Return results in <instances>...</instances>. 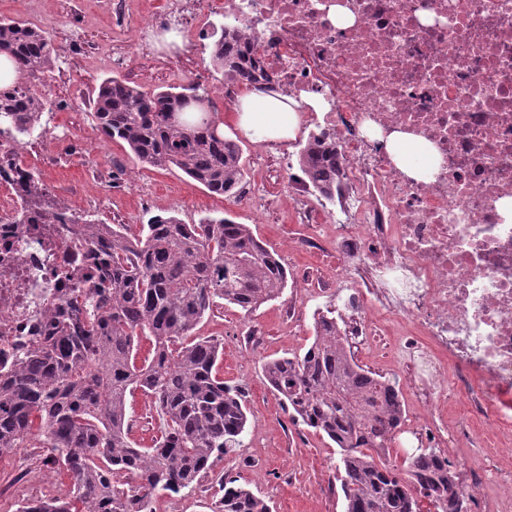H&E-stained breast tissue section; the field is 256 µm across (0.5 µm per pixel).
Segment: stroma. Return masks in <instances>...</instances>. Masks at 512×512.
I'll return each instance as SVG.
<instances>
[{"label":"stroma","mask_w":512,"mask_h":512,"mask_svg":"<svg viewBox=\"0 0 512 512\" xmlns=\"http://www.w3.org/2000/svg\"><path fill=\"white\" fill-rule=\"evenodd\" d=\"M168 0H0V18L37 22L60 52L47 77L52 104L40 124L19 145L18 158L37 173L54 201L101 224L123 225L135 235L152 216L173 215L185 224L229 218L248 225L276 253L288 272L279 298L244 314L218 304L195 333L224 342L219 364L225 385L240 389L248 427L243 445L215 460L193 491L162 498L158 512H210L221 495L222 478L237 479L270 507V512H344L336 479L340 450L322 433L293 421L271 392L268 361L304 351L313 340L318 312L336 309L339 291L362 292L367 335L353 350L363 368L395 380L406 410L405 424L440 426L450 440L452 460H468L488 470L493 482L486 495L501 493L512 480V433L479 442L455 439L462 399L446 388L435 401L415 386L412 367L398 356L406 340L427 343V336L404 313L379 303L368 283L341 277L343 256L336 247V217L317 197L298 201L288 181V161L260 148L235 128L225 136L236 142L245 167V184L257 197L224 198L208 192L179 168H155L135 161L125 143L102 136L92 100L100 84L118 78L141 90L159 91L195 82L205 88L215 112L224 110V76L211 60V46L224 26L220 5L199 7L186 0L187 13L169 23ZM127 411L131 437L149 443L160 420L149 397L135 392ZM26 457L41 476L27 496L67 493L69 481L48 463L45 448H25L0 456V488L11 487L18 457Z\"/></svg>","instance_id":"35a3bbf8"}]
</instances>
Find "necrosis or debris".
<instances>
[{
  "label": "necrosis or debris",
  "mask_w": 512,
  "mask_h": 512,
  "mask_svg": "<svg viewBox=\"0 0 512 512\" xmlns=\"http://www.w3.org/2000/svg\"><path fill=\"white\" fill-rule=\"evenodd\" d=\"M224 14L279 93L323 101L315 121L336 139L353 210L336 227L343 272L367 263L379 300L427 336L401 348L422 390L441 396L447 355L462 438L512 428V0H224ZM397 133L432 149L428 176L397 166ZM22 169L0 150V379L83 277L71 224L12 223Z\"/></svg>",
  "instance_id": "1"
}]
</instances>
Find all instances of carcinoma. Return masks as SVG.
Wrapping results in <instances>:
<instances>
[{"instance_id":"cac0c4a2","label":"carcinoma","mask_w":512,"mask_h":512,"mask_svg":"<svg viewBox=\"0 0 512 512\" xmlns=\"http://www.w3.org/2000/svg\"><path fill=\"white\" fill-rule=\"evenodd\" d=\"M250 46L224 25L212 55L224 78L251 88L274 80L250 65ZM18 78L0 89V134L31 135L47 105L43 82L59 49L22 21L0 18V53ZM94 115L107 138L125 142L142 164L175 166L210 193L233 196L244 177L238 145L224 137L208 94L195 86L145 93L103 81ZM336 143L309 135L298 163L325 198L336 194ZM24 207L12 223L53 207L33 174L22 177ZM80 239L100 250V269L69 289L49 335L0 381V456L47 448L70 491L18 512H157L163 496L195 488L215 459L242 446L248 418L241 395L219 376L222 340L193 331L218 301L249 314L279 297L288 274L244 224H183L152 217L140 238L72 216ZM312 344L266 364L268 383L292 417L341 451L345 512H462L458 476L436 448H418L398 468L390 445L406 412L398 384L360 366L329 310L315 319ZM150 351L140 357L141 344ZM151 398L160 435L148 447L129 438L126 402ZM212 512H269L236 480Z\"/></svg>"}]
</instances>
